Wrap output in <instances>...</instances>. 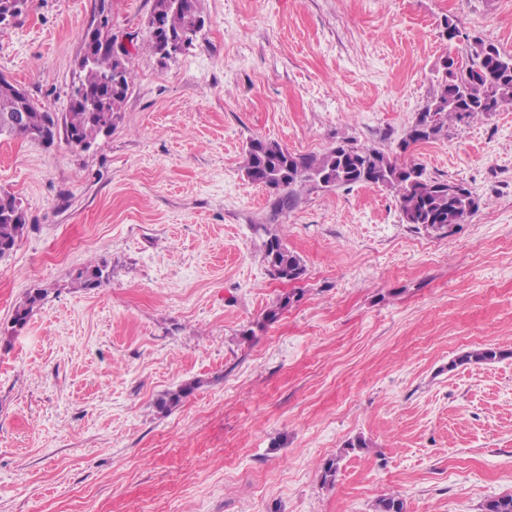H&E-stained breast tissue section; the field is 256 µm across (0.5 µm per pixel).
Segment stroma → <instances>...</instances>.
<instances>
[{
  "mask_svg": "<svg viewBox=\"0 0 512 512\" xmlns=\"http://www.w3.org/2000/svg\"><path fill=\"white\" fill-rule=\"evenodd\" d=\"M192 48L145 50L152 0H27L0 75L62 113L100 13L132 40L123 119L81 150L0 140L28 229L0 258V512H482L512 493V109L416 145L478 210L442 235L380 185L279 193L249 139L394 152L461 41L512 54V0H200ZM277 234L307 267L272 279ZM104 264L101 287L79 270ZM48 297L11 327L27 292ZM300 299L255 337L277 298ZM495 347L492 363L450 368ZM177 408L156 403L186 381ZM334 484L321 467L356 436ZM503 356L504 353L502 351L492 347H485L481 349L467 351L462 355L458 356L455 360H453L450 365V368H454L457 367L458 365L465 364L487 363L495 361L496 359H500Z\"/></svg>",
  "mask_w": 512,
  "mask_h": 512,
  "instance_id": "obj_1",
  "label": "stroma"
}]
</instances>
